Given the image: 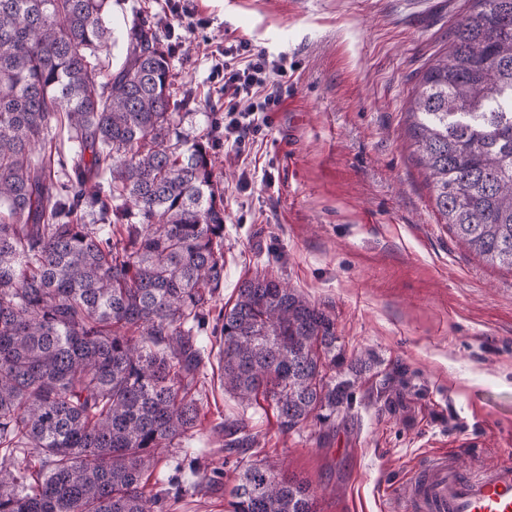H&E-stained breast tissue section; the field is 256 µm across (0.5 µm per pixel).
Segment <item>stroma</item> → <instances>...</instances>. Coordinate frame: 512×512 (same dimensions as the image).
<instances>
[{
	"mask_svg": "<svg viewBox=\"0 0 512 512\" xmlns=\"http://www.w3.org/2000/svg\"><path fill=\"white\" fill-rule=\"evenodd\" d=\"M192 30L173 27L163 0H111L123 58L126 30L169 31L185 124L221 111L211 47L243 39L284 68L271 129L217 150L224 188V286L265 273L331 315L346 358H362L350 418L328 444L318 429L280 432L272 414L245 408L220 383L219 346L203 333L205 415L181 447L163 449L150 491L199 468L207 486L182 484L178 512H225L241 459L274 456L309 482L318 512H397V494L435 454L465 468L512 457V273L465 250L439 224L426 171L405 134L413 87L448 46L468 0H190ZM399 372L392 400L383 376ZM245 421L259 445L224 451V424Z\"/></svg>",
	"mask_w": 512,
	"mask_h": 512,
	"instance_id": "obj_1",
	"label": "stroma"
}]
</instances>
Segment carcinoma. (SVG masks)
I'll use <instances>...</instances> for the list:
<instances>
[{"mask_svg": "<svg viewBox=\"0 0 512 512\" xmlns=\"http://www.w3.org/2000/svg\"><path fill=\"white\" fill-rule=\"evenodd\" d=\"M112 43L108 0H0V512H164L146 476L197 424L214 312L224 392L265 403L283 433L313 421L325 445L366 365L344 364L332 317L267 274L217 308L219 117L184 134L167 36L130 31L106 71ZM407 122L448 231L512 271V0H472ZM256 443L224 424L225 452ZM26 450L37 464L16 467ZM229 496L232 512H316L272 456Z\"/></svg>", "mask_w": 512, "mask_h": 512, "instance_id": "obj_1", "label": "carcinoma"}]
</instances>
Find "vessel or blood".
Returning <instances> with one entry per match:
<instances>
[{"label": "vessel or blood", "instance_id": "obj_1", "mask_svg": "<svg viewBox=\"0 0 512 512\" xmlns=\"http://www.w3.org/2000/svg\"><path fill=\"white\" fill-rule=\"evenodd\" d=\"M401 496L420 512H512V463L468 470L440 455L406 481Z\"/></svg>", "mask_w": 512, "mask_h": 512}]
</instances>
